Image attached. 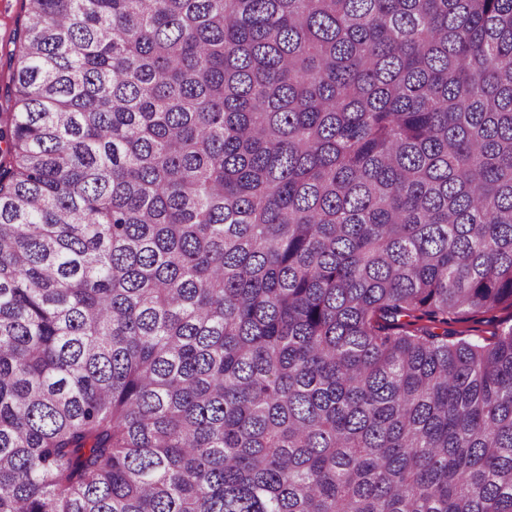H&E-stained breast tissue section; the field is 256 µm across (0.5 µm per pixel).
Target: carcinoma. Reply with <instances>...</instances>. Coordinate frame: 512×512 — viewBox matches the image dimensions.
<instances>
[{"label": "carcinoma", "instance_id": "cac0c4a2", "mask_svg": "<svg viewBox=\"0 0 512 512\" xmlns=\"http://www.w3.org/2000/svg\"><path fill=\"white\" fill-rule=\"evenodd\" d=\"M0 512H512V0H25ZM511 321V309L502 308L490 313H472L463 317L460 322L448 325V330L466 331V337L480 336L490 338L495 330L502 326H508Z\"/></svg>", "mask_w": 512, "mask_h": 512}]
</instances>
